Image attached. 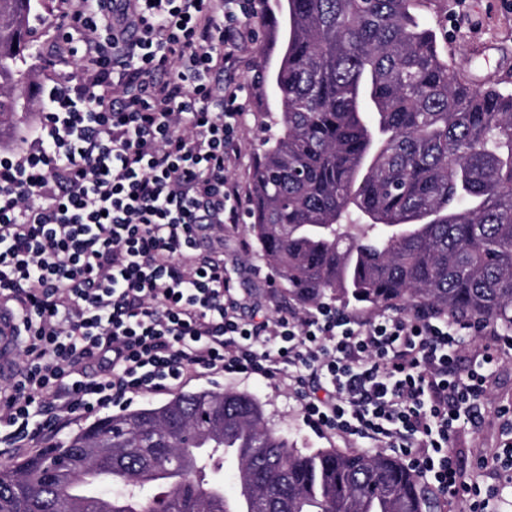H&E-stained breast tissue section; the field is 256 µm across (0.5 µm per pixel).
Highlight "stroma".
<instances>
[{"label": "stroma", "instance_id": "1", "mask_svg": "<svg viewBox=\"0 0 512 512\" xmlns=\"http://www.w3.org/2000/svg\"><path fill=\"white\" fill-rule=\"evenodd\" d=\"M61 8L62 0H42L39 7L44 22L35 27L31 41L33 48L42 51L44 57L36 62L28 87L32 116L5 137L6 150L12 151L20 146L21 135L33 131L36 118L46 106L42 87L53 74L46 65L47 60L68 53V46L56 24ZM427 18L438 34L444 53L463 66L475 82L484 83L504 71H512V0H457L450 13L444 14L434 8ZM250 23L254 37L242 54L237 70L231 75L232 81L242 84L248 93L237 142L238 157L229 173L245 199L251 196L255 158L260 151V141L266 135L262 113L265 96L255 70L264 49V32L260 17H251ZM209 244L223 248L225 262L235 265L240 296L251 298L270 315L275 313L277 305L287 303L288 296L281 284H269L268 279L274 271L261 256L247 224H238L235 230L225 232L223 237L210 239ZM187 389L191 392L233 389L252 393L263 404L268 424L297 448L347 450L352 446L351 441L311 431L302 422L300 405L292 392L262 377L203 376L191 381ZM505 406L512 407V351L502 354L497 370L489 380L487 395L482 402V421L459 435L457 460L466 472L474 470L475 449L503 446L499 410Z\"/></svg>", "mask_w": 512, "mask_h": 512}]
</instances>
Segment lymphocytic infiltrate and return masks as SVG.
Masks as SVG:
<instances>
[{
	"mask_svg": "<svg viewBox=\"0 0 512 512\" xmlns=\"http://www.w3.org/2000/svg\"><path fill=\"white\" fill-rule=\"evenodd\" d=\"M251 0H68L57 20L74 71L44 88L24 148L0 154V304L21 346L0 428L69 421L199 375L293 389L305 426L403 459L449 504L498 512L454 451L512 340L473 361V327L421 310L370 318L327 305L245 316L209 225L240 223L227 176L244 104L234 67ZM96 364L87 376L88 364Z\"/></svg>",
	"mask_w": 512,
	"mask_h": 512,
	"instance_id": "f902f5d3",
	"label": "lymphocytic infiltrate"
}]
</instances>
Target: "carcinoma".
I'll use <instances>...</instances> for the list:
<instances>
[{"label": "carcinoma", "mask_w": 512, "mask_h": 512, "mask_svg": "<svg viewBox=\"0 0 512 512\" xmlns=\"http://www.w3.org/2000/svg\"><path fill=\"white\" fill-rule=\"evenodd\" d=\"M248 218L288 297L424 308L512 332V74L477 85L421 19L431 0H278ZM34 0H0V132L24 108ZM236 494L212 475L224 469ZM384 453L302 451L248 392L97 420L0 464V512H445Z\"/></svg>", "instance_id": "carcinoma-1"}]
</instances>
